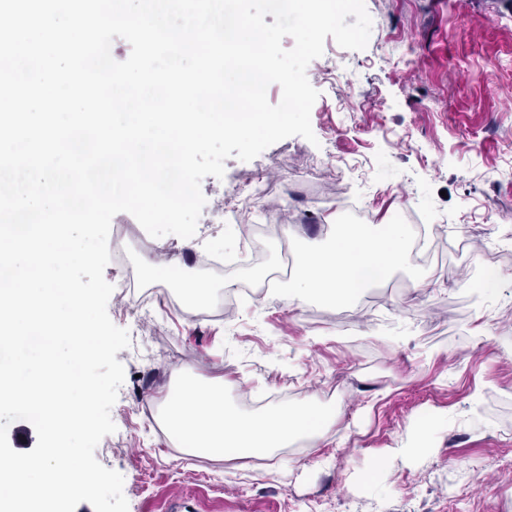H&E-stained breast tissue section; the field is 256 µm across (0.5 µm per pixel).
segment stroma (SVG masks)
I'll return each instance as SVG.
<instances>
[{
	"mask_svg": "<svg viewBox=\"0 0 512 512\" xmlns=\"http://www.w3.org/2000/svg\"><path fill=\"white\" fill-rule=\"evenodd\" d=\"M362 50L326 38L307 68L319 97L315 142L293 136L249 162L206 177L197 236L242 248L230 268L187 267L180 239H157L174 276L206 283L191 309L148 257L110 261L107 311L128 329L117 353L125 380L111 409L114 433L96 459L124 478L128 512H503L512 507V253L496 260L495 297L479 302L486 246L512 232V0H365ZM265 185L248 208L240 201ZM448 226L431 264L407 261L390 281L346 305L292 307L277 290L242 296L223 317L224 282L261 284L298 251L356 223ZM284 225L288 241L241 244L240 225ZM134 275L137 307L120 281ZM137 292V293H138ZM224 383V398L265 390L328 405L335 422L318 443L297 442L261 464L175 446L158 405L186 381ZM432 450L378 475L368 462L412 432Z\"/></svg>",
	"mask_w": 512,
	"mask_h": 512,
	"instance_id": "35a3bbf8",
	"label": "stroma"
}]
</instances>
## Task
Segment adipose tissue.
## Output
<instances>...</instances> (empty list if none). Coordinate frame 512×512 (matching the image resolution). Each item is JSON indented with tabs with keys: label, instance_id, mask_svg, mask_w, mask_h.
Segmentation results:
<instances>
[{
	"label": "adipose tissue",
	"instance_id": "adipose-tissue-1",
	"mask_svg": "<svg viewBox=\"0 0 512 512\" xmlns=\"http://www.w3.org/2000/svg\"><path fill=\"white\" fill-rule=\"evenodd\" d=\"M411 243L400 224L342 225L330 241L298 252L296 272L282 296L296 307L315 298L350 302L368 284L389 281ZM162 418L173 440L213 457L228 450L242 457L270 455L321 435L330 421L310 402L252 416L236 414L224 401L220 381L186 383L166 397Z\"/></svg>",
	"mask_w": 512,
	"mask_h": 512
}]
</instances>
